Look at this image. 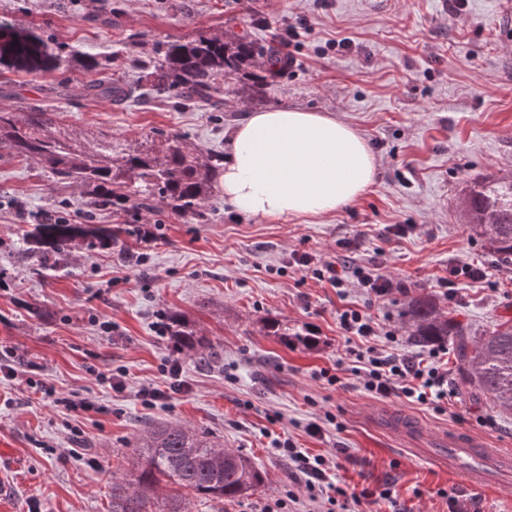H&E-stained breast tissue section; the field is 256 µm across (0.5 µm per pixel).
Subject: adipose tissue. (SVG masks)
Segmentation results:
<instances>
[{"label":"adipose tissue","mask_w":512,"mask_h":512,"mask_svg":"<svg viewBox=\"0 0 512 512\" xmlns=\"http://www.w3.org/2000/svg\"><path fill=\"white\" fill-rule=\"evenodd\" d=\"M375 172L365 140L348 123L281 107L251 112L235 126L220 186L246 215L278 221L335 212Z\"/></svg>","instance_id":"adipose-tissue-1"}]
</instances>
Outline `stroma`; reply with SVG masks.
<instances>
[{
    "mask_svg": "<svg viewBox=\"0 0 512 512\" xmlns=\"http://www.w3.org/2000/svg\"><path fill=\"white\" fill-rule=\"evenodd\" d=\"M104 20L98 0H0V17L37 24L52 47L95 55L102 75L136 82L141 73L121 61L149 59L158 42L248 34L266 46L295 28L296 61L265 97L237 95L229 80L221 104H189L172 93H151L133 104L93 100L79 92L80 69L16 74L0 92V108L39 101L60 114L62 127L90 142L108 134L116 150L145 139L161 143L177 132L188 147L219 155L247 111L278 107L328 112L351 125L376 162L371 186L336 212L309 219L262 221L229 203L222 189L205 202L204 224L154 210L135 217L152 239L128 238L124 248L80 243L62 258L40 263L24 240L41 212L67 197L71 217L88 211L79 188L59 190L37 165L0 148V440L11 462H0V512H110L112 484L131 481L136 445L151 420L212 435L217 445L248 457L265 475L255 491L232 501L193 500L191 512H264L288 500L290 512H512V496L466 486L454 462L437 458L431 435L468 429L489 447L512 449V413L489 394L468 395L448 359V400L442 410L368 393L353 369L338 317L368 310L389 353L427 357L410 343L405 312L433 300L473 334L512 320V263H498L466 226L464 197L482 177L512 173V0H111ZM352 44L345 51L338 40ZM67 84L59 98L51 89ZM409 224L408 235L390 234ZM308 253L339 267L366 266L395 278L402 290L381 298L313 279L294 262ZM469 263L486 279L450 267ZM180 312L210 343L175 353L163 332L168 312ZM286 332L316 330L315 347L291 348L263 324ZM111 329H104V322ZM395 340H387L386 331ZM178 358L186 389L145 405L142 388L167 386L166 361ZM337 369L329 384L321 369ZM124 372L123 391L106 380ZM52 388L53 397L40 394ZM94 400L76 414L57 400ZM392 411L421 425L406 441L381 430L378 414ZM318 422L323 431L310 435ZM290 439L323 457V492L310 500L306 477L274 440ZM85 448L83 458L64 456ZM389 485L391 499L352 501L353 493Z\"/></svg>",
    "mask_w": 512,
    "mask_h": 512,
    "instance_id": "obj_1",
    "label": "stroma"
}]
</instances>
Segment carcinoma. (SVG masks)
<instances>
[{
	"label": "carcinoma",
	"instance_id": "carcinoma-1",
	"mask_svg": "<svg viewBox=\"0 0 512 512\" xmlns=\"http://www.w3.org/2000/svg\"><path fill=\"white\" fill-rule=\"evenodd\" d=\"M153 71L146 79L157 92H173L186 102L209 103L217 85L226 79H246L242 91L255 97L288 71V56L277 48H264L245 38L222 35L187 42H168L156 51ZM87 71L99 68L89 56L66 59L54 53L45 31L20 27L0 18V76L7 73L39 74L70 64ZM138 86L110 77L81 85L85 97L115 102L136 98ZM58 116L37 105L22 111L0 108V148L21 160L42 165L60 189L80 187L87 204L121 218L133 217L157 202L171 213L208 221L202 205L217 183L224 158L218 154L189 151L181 136L167 134L161 147L146 144L128 152L112 153V139L102 148L75 147L56 129ZM470 231L483 240L498 258L512 261V176L486 178L471 186L465 199ZM137 230L127 221L117 224L72 222L62 215L49 224L38 222L27 240L30 253L61 257L76 241H95L108 248L124 246ZM410 342L426 347L444 341L454 346L460 382L492 396L498 407L512 411V322H503L486 336L448 316L432 300L409 306ZM267 333L281 336L286 345L311 348L318 336L307 328L292 335L279 332L275 320ZM134 480L112 484V512H190L192 499L224 501L262 485L261 471L240 454L216 445L206 433L169 423L151 426L137 445ZM172 492L160 504L154 501L161 483Z\"/></svg>",
	"mask_w": 512,
	"mask_h": 512
}]
</instances>
